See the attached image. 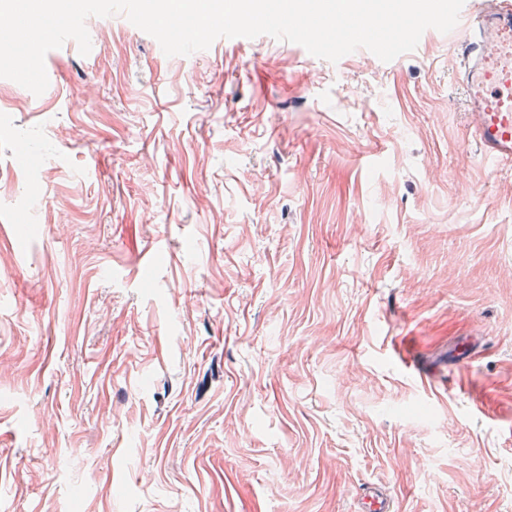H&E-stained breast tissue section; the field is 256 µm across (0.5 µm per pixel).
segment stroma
Segmentation results:
<instances>
[{
	"instance_id": "stroma-1",
	"label": "stroma",
	"mask_w": 512,
	"mask_h": 512,
	"mask_svg": "<svg viewBox=\"0 0 512 512\" xmlns=\"http://www.w3.org/2000/svg\"><path fill=\"white\" fill-rule=\"evenodd\" d=\"M86 27L0 78V512H512V164L447 34ZM359 512H394L393 497L377 486H367L357 495Z\"/></svg>"
}]
</instances>
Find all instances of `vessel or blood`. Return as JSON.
I'll return each mask as SVG.
<instances>
[{"label":"vessel or blood","instance_id":"b4317fda","mask_svg":"<svg viewBox=\"0 0 512 512\" xmlns=\"http://www.w3.org/2000/svg\"><path fill=\"white\" fill-rule=\"evenodd\" d=\"M451 35L463 47L459 82L479 155L512 162V0H465ZM357 501L358 512H394L393 497L377 486Z\"/></svg>","mask_w":512,"mask_h":512}]
</instances>
